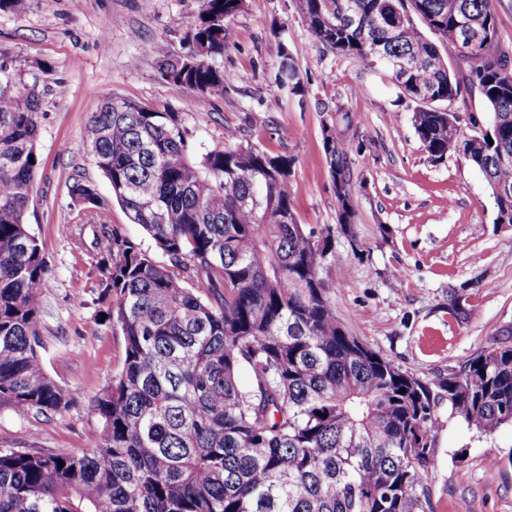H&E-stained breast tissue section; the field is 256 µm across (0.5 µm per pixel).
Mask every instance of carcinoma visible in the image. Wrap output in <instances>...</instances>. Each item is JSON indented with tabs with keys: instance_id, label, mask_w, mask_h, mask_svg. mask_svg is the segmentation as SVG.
I'll return each mask as SVG.
<instances>
[{
	"instance_id": "1",
	"label": "carcinoma",
	"mask_w": 512,
	"mask_h": 512,
	"mask_svg": "<svg viewBox=\"0 0 512 512\" xmlns=\"http://www.w3.org/2000/svg\"><path fill=\"white\" fill-rule=\"evenodd\" d=\"M298 7L318 46L366 61L378 45L380 67L410 58L396 82L418 105L413 125L429 157L461 155L500 190L496 214L512 213V54L494 0ZM240 9L241 0H207L188 51L162 61V77L224 95L214 62L224 21ZM467 15L482 36L459 79L450 61L463 59L457 22ZM33 68L0 50V407L19 416L75 401L39 354L48 262L25 221L40 165ZM279 83L299 84L287 57ZM474 88L490 121L468 135L442 104ZM86 141L112 198L168 263L101 220L109 201L92 183H73L71 199L88 209L78 243L105 267L100 296L125 359L94 401L103 426L88 452L0 450V512H426L437 391L483 432L512 424V346L432 385L345 331L322 277L333 227L298 222L290 157L233 145L200 153L177 113L115 97L91 114ZM324 146L332 179L351 183L344 140L331 132Z\"/></svg>"
}]
</instances>
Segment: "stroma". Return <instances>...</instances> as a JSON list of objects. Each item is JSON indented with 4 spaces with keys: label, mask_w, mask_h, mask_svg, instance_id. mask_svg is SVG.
<instances>
[{
    "label": "stroma",
    "mask_w": 512,
    "mask_h": 512,
    "mask_svg": "<svg viewBox=\"0 0 512 512\" xmlns=\"http://www.w3.org/2000/svg\"><path fill=\"white\" fill-rule=\"evenodd\" d=\"M204 0H25L0 11V49L37 59L40 166L26 213L49 265L40 350L49 376L76 394L59 413L0 409V450L79 455L102 429L92 402L122 367L125 343L102 322L103 272L75 242L85 216L74 181L111 188L87 146V120L105 96L178 113L196 147L231 143L293 158L297 220L335 226L327 295L347 333L428 382L482 350L512 345V224L496 223L482 174L461 156L432 161L415 133L414 105L387 73L316 47L297 0H244L227 20L216 64L224 94L179 89L160 74L184 54ZM301 78L278 87L283 56ZM346 142L355 218L337 228L324 137ZM435 453L426 472L431 512H512V425L480 432L437 396Z\"/></svg>",
    "instance_id": "35a3bbf8"
}]
</instances>
